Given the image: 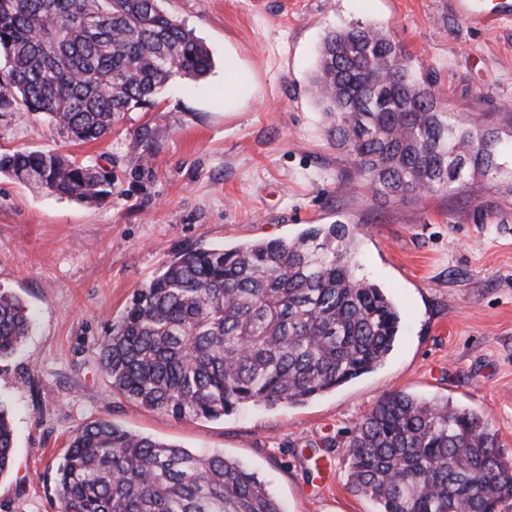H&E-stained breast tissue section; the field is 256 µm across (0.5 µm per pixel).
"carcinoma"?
<instances>
[{
    "instance_id": "1",
    "label": "carcinoma",
    "mask_w": 512,
    "mask_h": 512,
    "mask_svg": "<svg viewBox=\"0 0 512 512\" xmlns=\"http://www.w3.org/2000/svg\"><path fill=\"white\" fill-rule=\"evenodd\" d=\"M0 112L42 114L72 143L107 135L151 109L176 78L212 69L206 44L162 0H0ZM382 27L353 24L324 39L313 80L328 136L353 174L386 198L467 187L499 172L498 137L441 109ZM0 174L80 202L112 194L115 175L44 150L0 152ZM356 234L316 224L295 240L230 249L187 246L132 295L101 342L110 393L176 419L217 420L247 405H297L382 365L399 313L357 274ZM32 326L0 287V361ZM15 451L0 402V476ZM348 483L379 512H498L512 505V458L476 413L394 392L355 426ZM60 512H284L236 460L93 420L68 439L56 470Z\"/></svg>"
}]
</instances>
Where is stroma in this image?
<instances>
[{"label":"stroma","mask_w":512,"mask_h":512,"mask_svg":"<svg viewBox=\"0 0 512 512\" xmlns=\"http://www.w3.org/2000/svg\"><path fill=\"white\" fill-rule=\"evenodd\" d=\"M451 2L164 0L208 46L207 78L175 79L156 108L126 113L88 144L64 142L41 117L0 114V151H59L116 176L111 196L90 206L0 175V286L34 314L18 352L0 362L15 430L0 512H58L67 439L97 419L222 452L255 471L286 512H376L348 484L346 445L394 391L478 412L512 458V17L482 29ZM357 22L389 29L447 112L498 131V175L459 194L404 199L348 181L310 81L325 35ZM146 124L148 155L136 138ZM312 224L354 229L361 275L399 309L382 366L304 404L217 421L110 394L98 360L108 323L177 250L288 241Z\"/></svg>","instance_id":"obj_1"}]
</instances>
